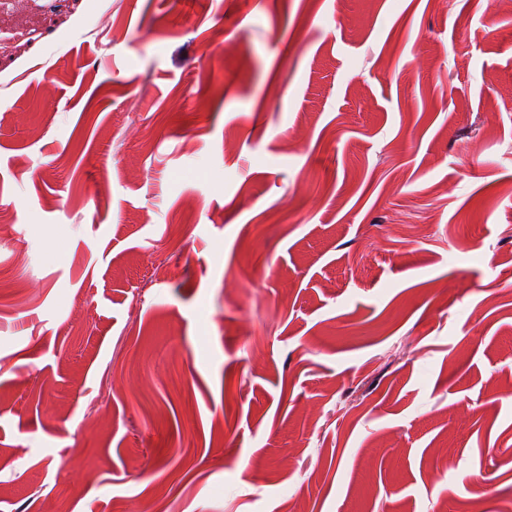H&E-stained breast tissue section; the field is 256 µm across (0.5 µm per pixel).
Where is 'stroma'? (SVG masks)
Instances as JSON below:
<instances>
[{
  "label": "stroma",
  "instance_id": "stroma-1",
  "mask_svg": "<svg viewBox=\"0 0 512 512\" xmlns=\"http://www.w3.org/2000/svg\"><path fill=\"white\" fill-rule=\"evenodd\" d=\"M61 506L512 512V7L0 0V512Z\"/></svg>",
  "mask_w": 512,
  "mask_h": 512
}]
</instances>
